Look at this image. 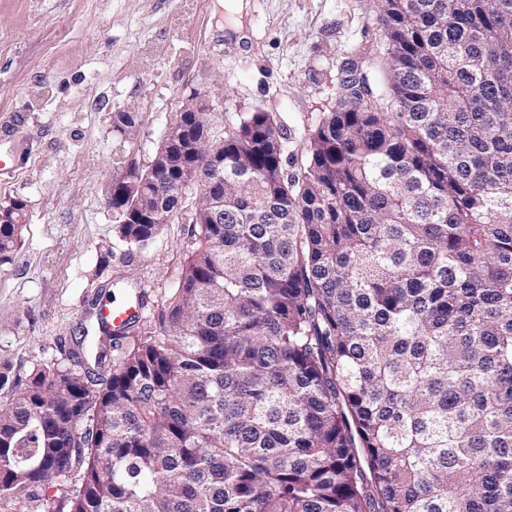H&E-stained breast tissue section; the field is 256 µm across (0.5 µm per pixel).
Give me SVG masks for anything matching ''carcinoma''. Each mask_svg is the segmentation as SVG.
<instances>
[{
  "mask_svg": "<svg viewBox=\"0 0 512 512\" xmlns=\"http://www.w3.org/2000/svg\"><path fill=\"white\" fill-rule=\"evenodd\" d=\"M380 89L348 75L284 172L225 130L149 336L40 359L0 405L14 512H512V0H378ZM143 250L162 224H123ZM22 225L0 223V261ZM61 487V497L49 490Z\"/></svg>",
  "mask_w": 512,
  "mask_h": 512,
  "instance_id": "1",
  "label": "carcinoma"
}]
</instances>
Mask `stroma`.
I'll return each mask as SVG.
<instances>
[{
  "mask_svg": "<svg viewBox=\"0 0 512 512\" xmlns=\"http://www.w3.org/2000/svg\"><path fill=\"white\" fill-rule=\"evenodd\" d=\"M377 0H0V203L25 205L22 241L0 264V404L36 359L93 344V306L142 300L154 331L188 245L182 219L146 249L112 234L106 192L146 167L184 103L209 95L218 126L272 114L287 173L335 110L348 67L377 79ZM135 125L116 128L120 113Z\"/></svg>",
  "mask_w": 512,
  "mask_h": 512,
  "instance_id": "1",
  "label": "stroma"
}]
</instances>
